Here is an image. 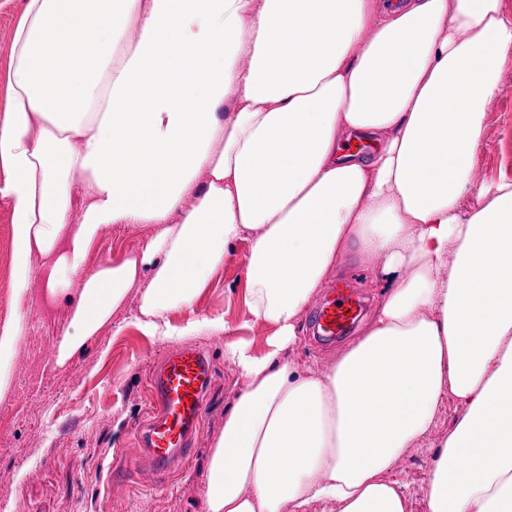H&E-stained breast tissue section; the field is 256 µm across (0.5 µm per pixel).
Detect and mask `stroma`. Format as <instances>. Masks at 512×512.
Segmentation results:
<instances>
[{
  "instance_id": "stroma-1",
  "label": "stroma",
  "mask_w": 512,
  "mask_h": 512,
  "mask_svg": "<svg viewBox=\"0 0 512 512\" xmlns=\"http://www.w3.org/2000/svg\"><path fill=\"white\" fill-rule=\"evenodd\" d=\"M512 178V63L507 64L498 94L487 105V123L473 171L475 184ZM12 213L0 198V329L22 316L25 336L15 356L7 395L0 398V512H203V465L207 450L224 427V412L244 382L224 356L226 342L243 339L263 352L271 324L251 321L245 304V256L248 243L236 245L224 267L190 310L168 315L171 327L189 320L223 317L224 333L204 331L183 339L154 333L135 319L137 292L124 309L65 366L55 363V346L69 321L66 299L49 303L46 285L34 279L23 302L12 286ZM147 225H114L101 229L85 266L124 258L150 235ZM352 280L365 297V318L381 304L379 267L363 264L347 253L329 275V282ZM305 328L293 353L296 362L330 369L347 342L317 343ZM208 350L213 366L206 410L188 463L166 476L142 467L127 475L113 474L112 462L133 449L139 426L149 410L147 379L152 369L180 345ZM460 411L444 402L426 436L409 448L394 472L408 497L407 512H425L432 446L448 432Z\"/></svg>"
}]
</instances>
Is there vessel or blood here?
<instances>
[{"instance_id":"obj_1","label":"vessel or blood","mask_w":512,"mask_h":512,"mask_svg":"<svg viewBox=\"0 0 512 512\" xmlns=\"http://www.w3.org/2000/svg\"><path fill=\"white\" fill-rule=\"evenodd\" d=\"M360 311L352 289L332 285L313 316L314 327L321 336L336 338L355 323ZM211 380L210 356L194 345L173 350L150 374V409L138 446L141 458L157 472H170L191 458Z\"/></svg>"}]
</instances>
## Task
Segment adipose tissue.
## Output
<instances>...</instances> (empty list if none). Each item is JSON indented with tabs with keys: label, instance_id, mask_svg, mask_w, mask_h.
I'll list each match as a JSON object with an SVG mask.
<instances>
[{
	"label": "adipose tissue",
	"instance_id": "obj_1",
	"mask_svg": "<svg viewBox=\"0 0 512 512\" xmlns=\"http://www.w3.org/2000/svg\"><path fill=\"white\" fill-rule=\"evenodd\" d=\"M512 61L502 0H24L0 113L13 287L75 297L66 363L141 286L150 329L236 244L264 353L205 462L204 512H407L391 474L444 400L427 512H512V178L474 185ZM373 144L339 153L341 134ZM144 245L86 272L100 230ZM385 296L326 372L287 353L349 249Z\"/></svg>",
	"mask_w": 512,
	"mask_h": 512
}]
</instances>
